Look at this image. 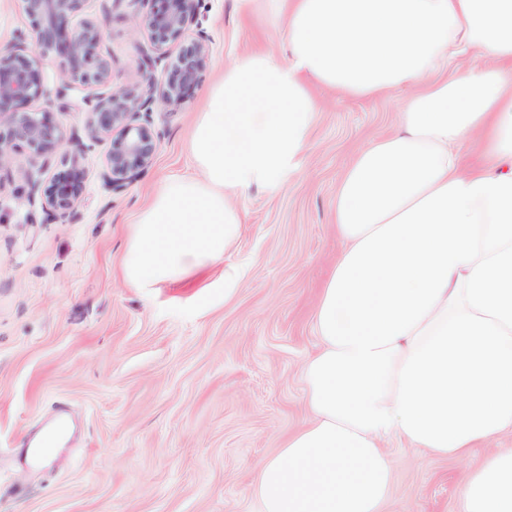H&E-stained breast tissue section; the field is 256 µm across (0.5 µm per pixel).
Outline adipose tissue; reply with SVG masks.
Wrapping results in <instances>:
<instances>
[{
    "label": "adipose tissue",
    "mask_w": 512,
    "mask_h": 512,
    "mask_svg": "<svg viewBox=\"0 0 512 512\" xmlns=\"http://www.w3.org/2000/svg\"><path fill=\"white\" fill-rule=\"evenodd\" d=\"M282 22L285 58L225 65L193 121L192 176L166 181L128 233L124 280L177 283L224 259L240 191L281 187L319 86L398 91L397 132L345 166L344 248L302 362L308 420L250 485L256 512H384L399 438L462 459L512 436V0H236ZM478 139L483 162L462 144ZM462 512H512V448L460 474Z\"/></svg>",
    "instance_id": "ef3b65f1"
}]
</instances>
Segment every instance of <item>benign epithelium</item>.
<instances>
[{
	"mask_svg": "<svg viewBox=\"0 0 512 512\" xmlns=\"http://www.w3.org/2000/svg\"><path fill=\"white\" fill-rule=\"evenodd\" d=\"M22 2L32 34H18L9 51H0V164L19 142L39 156L63 148L65 133L52 112L27 109L34 101L51 102L42 72L54 59L60 79L57 96H64L74 84L90 89L83 98L87 137L94 144L109 143L103 187L111 193L126 190L151 163L161 138L153 114L180 104L209 60L207 36L199 28L202 0H148L151 7L137 19V27L148 36L142 55L149 73L136 94L112 88V64L102 53L104 23L83 19L69 25L86 0ZM175 43L181 47L167 63L168 77L158 81L151 70L168 57V47ZM84 188V171L74 161L44 183L28 178L26 199L64 216L74 210Z\"/></svg>",
	"mask_w": 512,
	"mask_h": 512,
	"instance_id": "obj_1",
	"label": "benign epithelium"
}]
</instances>
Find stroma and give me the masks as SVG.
I'll use <instances>...</instances> for the list:
<instances>
[{
  "mask_svg": "<svg viewBox=\"0 0 512 512\" xmlns=\"http://www.w3.org/2000/svg\"><path fill=\"white\" fill-rule=\"evenodd\" d=\"M145 0H87L104 23L112 85L139 91L147 37L135 19ZM210 57L185 100L154 115L163 136L138 182L101 187L107 147L75 143L48 157L19 146L0 167V512H254L256 464L306 421L301 360L319 340L318 289L342 245L330 224L349 153L397 128L394 92L353 101L317 91L323 110L286 184L240 195L244 224L225 253L241 281L225 292L220 270L144 290L119 264L126 232L164 181L193 170L187 136L224 64L243 51L279 52L283 29L234 0H204ZM78 160L85 190L70 215L26 202L27 179H48ZM79 417L66 443L30 473L12 463L55 403ZM387 512H461L462 460L393 439Z\"/></svg>",
  "mask_w": 512,
  "mask_h": 512,
  "instance_id": "stroma-1",
  "label": "stroma"
}]
</instances>
